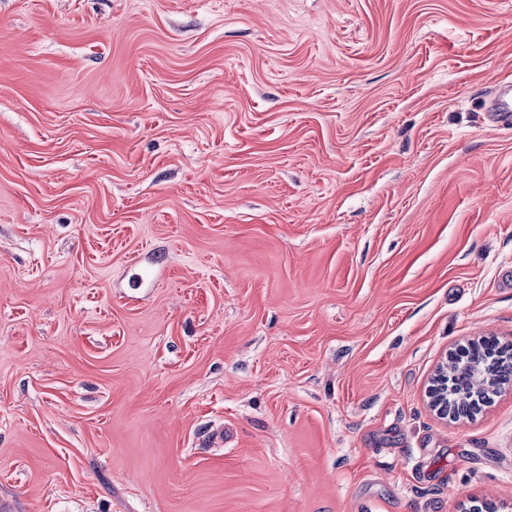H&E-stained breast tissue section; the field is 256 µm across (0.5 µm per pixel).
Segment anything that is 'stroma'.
I'll return each mask as SVG.
<instances>
[{
  "instance_id": "obj_1",
  "label": "stroma",
  "mask_w": 512,
  "mask_h": 512,
  "mask_svg": "<svg viewBox=\"0 0 512 512\" xmlns=\"http://www.w3.org/2000/svg\"><path fill=\"white\" fill-rule=\"evenodd\" d=\"M512 0H0L9 512L512 503ZM150 273L131 285V259ZM483 344H499L501 348L512 347L511 341L501 343L498 340L489 338L481 339V341L474 344L469 354L467 345H462L459 347L456 350L453 358L450 359V362H446L445 365H442L438 369L428 391L430 406L439 418H450L451 420H457L460 418H472L480 412L481 409L479 407H473L469 413H459L455 407V404L448 403V401H455L458 396L457 392L455 391L453 381L456 371L450 368L451 363L453 366H457V369H459L461 368L462 361L466 358V361L463 363L462 367H466V373L469 376L471 383L478 385L480 389L484 387V377L481 376L480 371L483 356L486 357V354L484 353L485 351L482 349Z\"/></svg>"
}]
</instances>
